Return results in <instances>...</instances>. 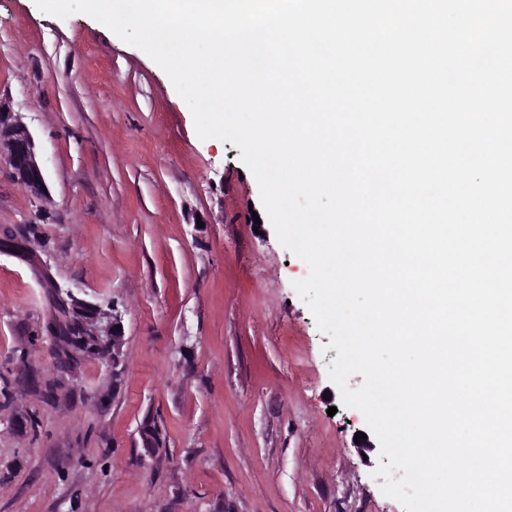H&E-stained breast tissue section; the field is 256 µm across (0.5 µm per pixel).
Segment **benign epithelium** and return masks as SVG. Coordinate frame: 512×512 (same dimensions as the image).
<instances>
[{
	"mask_svg": "<svg viewBox=\"0 0 512 512\" xmlns=\"http://www.w3.org/2000/svg\"><path fill=\"white\" fill-rule=\"evenodd\" d=\"M6 164L17 183L28 193L42 197L46 191L44 167L38 160L36 145L30 132L21 125L17 116L6 111L0 105V164ZM65 305L84 315V331L92 336H107L112 344V367L120 364L121 313L113 306L102 305L79 299L71 291H66ZM142 448L146 455L158 454L164 444L154 440L150 433V423H145L139 430Z\"/></svg>",
	"mask_w": 512,
	"mask_h": 512,
	"instance_id": "1",
	"label": "benign epithelium"
}]
</instances>
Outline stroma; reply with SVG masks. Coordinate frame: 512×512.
I'll use <instances>...</instances> for the list:
<instances>
[{"label": "stroma", "mask_w": 512, "mask_h": 512, "mask_svg": "<svg viewBox=\"0 0 512 512\" xmlns=\"http://www.w3.org/2000/svg\"><path fill=\"white\" fill-rule=\"evenodd\" d=\"M0 101L47 184L0 167V228L37 230L0 247V512H404L293 287L307 264L167 74L87 15L0 0ZM59 287L117 304L119 369L55 357Z\"/></svg>", "instance_id": "obj_1"}]
</instances>
